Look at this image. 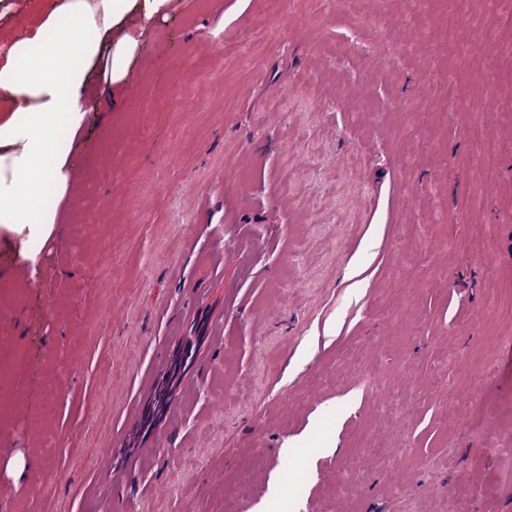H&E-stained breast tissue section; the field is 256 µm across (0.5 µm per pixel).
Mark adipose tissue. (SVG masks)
Returning <instances> with one entry per match:
<instances>
[{"label": "adipose tissue", "instance_id": "ef3b65f1", "mask_svg": "<svg viewBox=\"0 0 512 512\" xmlns=\"http://www.w3.org/2000/svg\"><path fill=\"white\" fill-rule=\"evenodd\" d=\"M169 0H54L36 26L16 31L13 12L0 10V224L21 231L56 221L42 191L67 193L73 168L57 150L56 131L84 126L82 98L91 72L103 68L110 82L128 72L138 39L115 36L128 16L151 20Z\"/></svg>", "mask_w": 512, "mask_h": 512}]
</instances>
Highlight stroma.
I'll return each mask as SVG.
<instances>
[{
    "instance_id": "obj_1",
    "label": "stroma",
    "mask_w": 512,
    "mask_h": 512,
    "mask_svg": "<svg viewBox=\"0 0 512 512\" xmlns=\"http://www.w3.org/2000/svg\"><path fill=\"white\" fill-rule=\"evenodd\" d=\"M443 9L128 20L48 237L0 227V512H512V149L486 185L471 131L512 31Z\"/></svg>"
}]
</instances>
